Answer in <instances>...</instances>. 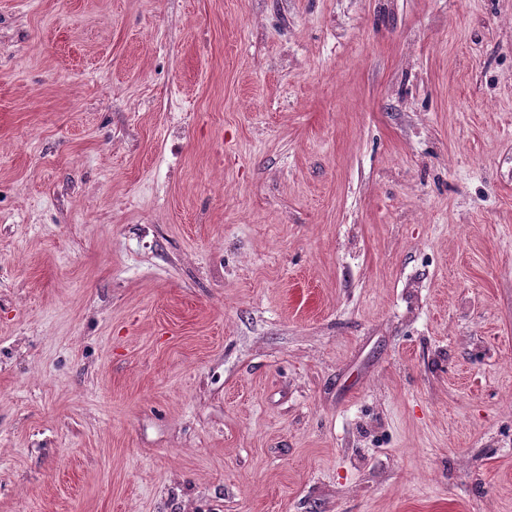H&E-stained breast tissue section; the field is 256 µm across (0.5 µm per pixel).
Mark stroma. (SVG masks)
<instances>
[{"label":"stroma","mask_w":512,"mask_h":512,"mask_svg":"<svg viewBox=\"0 0 512 512\" xmlns=\"http://www.w3.org/2000/svg\"><path fill=\"white\" fill-rule=\"evenodd\" d=\"M0 512H512V0H0Z\"/></svg>","instance_id":"obj_1"}]
</instances>
